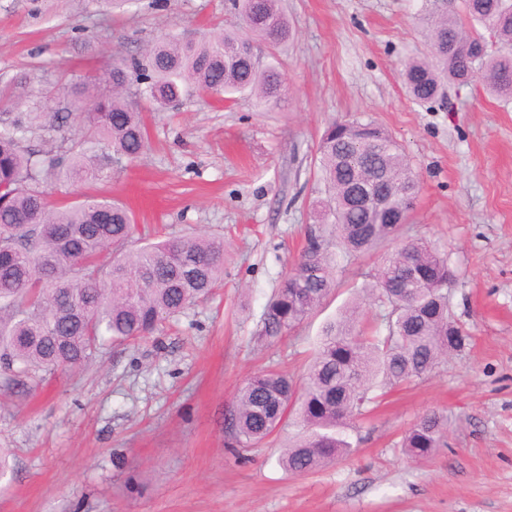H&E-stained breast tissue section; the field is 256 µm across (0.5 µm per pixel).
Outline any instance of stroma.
<instances>
[{
  "label": "stroma",
  "mask_w": 512,
  "mask_h": 512,
  "mask_svg": "<svg viewBox=\"0 0 512 512\" xmlns=\"http://www.w3.org/2000/svg\"><path fill=\"white\" fill-rule=\"evenodd\" d=\"M293 36L258 40L277 58L280 106L203 95L147 115L149 147L84 191L117 199L139 227L223 236L224 283L209 300L135 344L105 346L82 370L0 394V512H512V100L481 81L447 84L418 103L401 60L424 56L422 16L462 0H279ZM232 0H0V90L22 86L19 112L63 111L65 88L112 53L176 34L238 27ZM374 121L402 145L419 181L410 235L434 243L470 345L425 379L388 389L348 434L352 455L313 473L278 458L295 427L240 448L227 430L239 387L276 366L302 377L324 326L362 299L363 326H384L367 290L380 254L337 255L336 286L290 335L261 341L265 305L297 260L324 186L317 142L334 121ZM53 203L82 189L47 179ZM447 415L425 458L402 439L426 412Z\"/></svg>",
  "instance_id": "1"
}]
</instances>
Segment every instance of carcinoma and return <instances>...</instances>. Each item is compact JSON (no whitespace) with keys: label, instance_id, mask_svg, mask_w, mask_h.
I'll return each mask as SVG.
<instances>
[{"label":"carcinoma","instance_id":"cac0c4a2","mask_svg":"<svg viewBox=\"0 0 512 512\" xmlns=\"http://www.w3.org/2000/svg\"><path fill=\"white\" fill-rule=\"evenodd\" d=\"M242 29L201 41L166 36L137 55L114 54L88 80L70 84L67 116L78 137L54 163L57 180L85 185L102 176L101 152L138 158L148 132L130 100L139 94L164 106L191 93L231 102L248 92L262 104L285 95L278 67L254 68L255 39L276 45L290 37L277 0H236ZM483 28L498 39L489 47ZM409 96L437 99L445 82L483 81L493 96L512 98V0H463L460 15L430 22V53L406 61ZM57 112L0 118V375L4 391L94 360L103 346L145 337L207 299L224 280V240L171 236L132 246L134 216L124 205L91 194L57 207L43 189L48 170L22 145L37 121ZM325 198L295 267L263 313L261 338L279 340L305 322L335 286L330 246L350 257L392 242L374 274L377 299L388 306L385 334L356 327L354 305L322 331L302 384L283 372L253 374L238 390L228 429L243 448L268 438L288 418L299 437L281 454L288 472L305 475L355 451L346 430L376 403L377 384L429 375L450 351L471 339L448 308L455 274L424 238L399 239L419 191L401 145L372 122L331 124L317 146ZM112 260L105 262L104 253ZM381 382H376V379ZM448 421L432 411L406 433L403 448L422 457L440 446Z\"/></svg>","mask_w":512,"mask_h":512}]
</instances>
